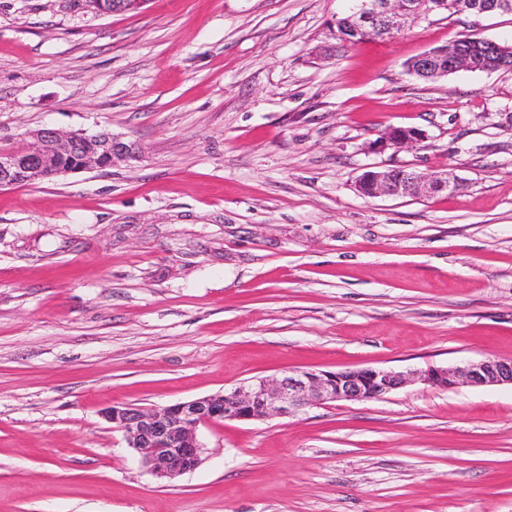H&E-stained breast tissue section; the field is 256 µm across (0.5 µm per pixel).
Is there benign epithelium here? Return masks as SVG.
<instances>
[{
	"instance_id": "obj_1",
	"label": "benign epithelium",
	"mask_w": 512,
	"mask_h": 512,
	"mask_svg": "<svg viewBox=\"0 0 512 512\" xmlns=\"http://www.w3.org/2000/svg\"><path fill=\"white\" fill-rule=\"evenodd\" d=\"M101 13L131 9L130 0H97ZM354 29L367 31L373 24L392 34L415 18L412 0H358ZM448 58V72L468 71L471 57L452 44L438 50ZM423 138L416 128L389 126L375 149L400 150ZM135 148L110 132H57L38 130L23 146L0 152V188L27 184L46 177L102 169L118 158H131ZM75 164L62 165V157ZM456 176L448 171L421 172L394 167L368 170L358 180V191L372 198L393 195L422 197L454 192ZM417 378L442 389L459 386L512 385V360L487 358L456 367H430ZM410 376L383 368H348L339 371H288L275 379H256L247 384L171 405L151 408L113 405L102 412L113 428L123 432L135 456L160 479L173 480L196 469L205 446L198 429L226 420L252 421L286 417L302 409L337 401L380 399L403 387Z\"/></svg>"
}]
</instances>
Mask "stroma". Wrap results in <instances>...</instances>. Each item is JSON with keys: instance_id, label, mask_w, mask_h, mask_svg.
Here are the masks:
<instances>
[{"instance_id": "stroma-1", "label": "stroma", "mask_w": 512, "mask_h": 512, "mask_svg": "<svg viewBox=\"0 0 512 512\" xmlns=\"http://www.w3.org/2000/svg\"><path fill=\"white\" fill-rule=\"evenodd\" d=\"M351 0H0V150L108 131L136 158L0 190V512H512V386L201 429L143 467L101 415L288 369L512 360V72L407 61L512 15L335 36ZM416 146L376 152L388 126ZM450 194L370 198L368 168ZM439 47L440 46L434 47L423 54L434 53L435 50L439 49ZM421 55L408 60L406 67L411 74L425 81L433 82L443 79V77H446L445 72L447 71L448 73L470 71L473 63L471 57L468 54L461 52L454 44L450 45L448 48L444 47L438 50L437 55L447 58H444L443 62H438L436 66L432 69H429V71H421L418 67L420 62L418 58ZM358 180V191L372 198L393 195L422 197L429 194L454 192L458 180L451 172H421L411 168L371 167Z\"/></svg>"}]
</instances>
